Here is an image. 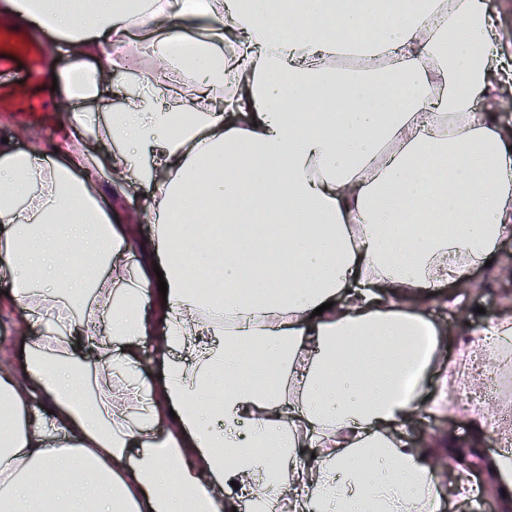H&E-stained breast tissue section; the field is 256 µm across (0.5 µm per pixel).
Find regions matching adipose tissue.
<instances>
[{"instance_id":"adipose-tissue-1","label":"adipose tissue","mask_w":512,"mask_h":512,"mask_svg":"<svg viewBox=\"0 0 512 512\" xmlns=\"http://www.w3.org/2000/svg\"><path fill=\"white\" fill-rule=\"evenodd\" d=\"M0 13L52 35L46 74L65 106L52 141L0 142V313L41 328L0 370V512H233L256 499L437 512L431 453L409 442L416 392L396 384L408 337L425 332L430 365L439 321L459 311L451 298L426 312L427 297L512 234V131L475 107L495 96L490 76L512 84L494 18L477 0H406L391 15L384 0H139L133 12L101 0L82 14L74 0H0ZM135 19L160 33L148 48L164 72L180 66L170 45L201 20L235 49L221 73L208 51L184 67L193 97L170 101L153 76L116 109H84ZM347 51L366 67L330 69ZM284 73L300 100L341 91L344 112L277 111ZM88 135L109 152L86 153ZM254 155L286 167L240 166ZM144 160L166 175L151 188L148 243L102 204ZM409 203L452 230L395 237ZM176 214L224 234L172 237ZM133 250L144 268L126 284L117 273ZM188 254L217 269L234 330L187 289ZM151 341L190 355L162 360L152 385L139 370ZM510 342L512 316L497 314L466 356L485 362Z\"/></svg>"}]
</instances>
